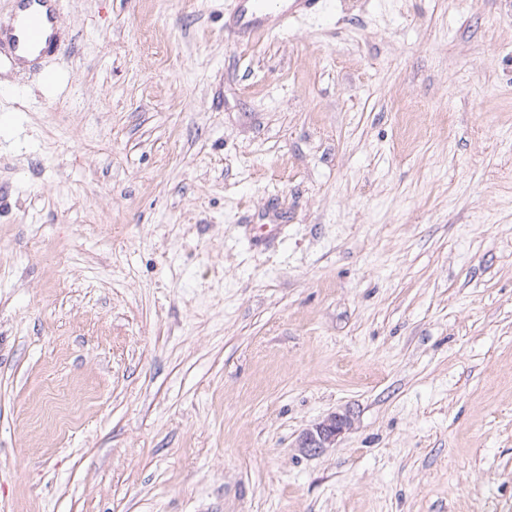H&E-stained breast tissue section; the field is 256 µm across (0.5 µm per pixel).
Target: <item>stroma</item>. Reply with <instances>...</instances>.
I'll return each instance as SVG.
<instances>
[{
    "label": "stroma",
    "mask_w": 512,
    "mask_h": 512,
    "mask_svg": "<svg viewBox=\"0 0 512 512\" xmlns=\"http://www.w3.org/2000/svg\"><path fill=\"white\" fill-rule=\"evenodd\" d=\"M233 7L0 65V512H512V0ZM224 31L235 43L275 34L289 20L321 13L327 0H234ZM354 420L349 411L331 412L307 428L299 437L297 448L307 453H319L335 447L338 439L353 429Z\"/></svg>",
    "instance_id": "35a3bbf8"
}]
</instances>
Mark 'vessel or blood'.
<instances>
[{"instance_id":"1","label":"vessel or blood","mask_w":512,"mask_h":512,"mask_svg":"<svg viewBox=\"0 0 512 512\" xmlns=\"http://www.w3.org/2000/svg\"><path fill=\"white\" fill-rule=\"evenodd\" d=\"M327 0H235L224 23L234 42L249 43L284 29L289 20L321 13ZM61 0H13L7 25L0 26V60L39 58L57 40Z\"/></svg>"}]
</instances>
